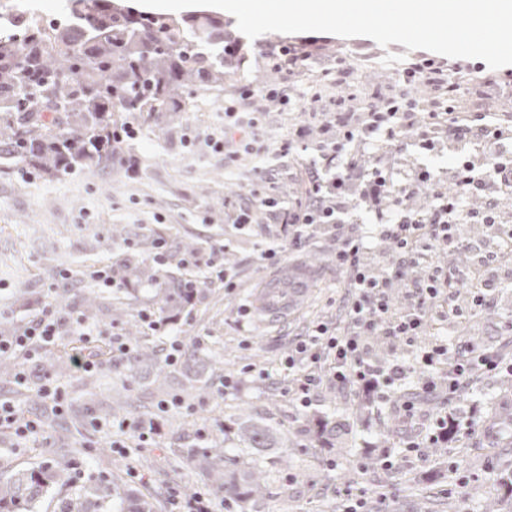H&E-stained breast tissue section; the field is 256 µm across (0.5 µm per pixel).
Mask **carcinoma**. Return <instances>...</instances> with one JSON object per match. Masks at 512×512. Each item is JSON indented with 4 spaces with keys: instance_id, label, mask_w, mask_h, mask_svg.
<instances>
[{
    "instance_id": "carcinoma-1",
    "label": "carcinoma",
    "mask_w": 512,
    "mask_h": 512,
    "mask_svg": "<svg viewBox=\"0 0 512 512\" xmlns=\"http://www.w3.org/2000/svg\"><path fill=\"white\" fill-rule=\"evenodd\" d=\"M231 35L224 18L196 12L180 19L146 15L127 0H64V18L53 24L29 14L0 12V178H9L18 167L45 181L75 172L110 173L139 171L138 160L128 144L112 139V129L139 117L148 126L161 127L166 112H185L205 97L224 96V67L241 65L239 46L228 49ZM179 264L170 265L166 279L156 289L159 309L177 316L199 300L200 291L186 288L176 277ZM298 271L288 269L284 279L270 289L283 299L294 289ZM112 275L126 281L142 270L133 258L112 265ZM75 289H56V306L66 311L75 304ZM81 314L97 320L112 299L91 288L82 289ZM108 344L96 356L103 367L100 377L75 381L79 391L96 385L112 372ZM164 348L137 345L130 377L139 383V369H152L154 381L169 376ZM198 356L185 355L183 376L192 385L206 384ZM69 344L60 343L50 363L34 371L28 381L13 390L15 399L42 406L44 424L58 432V441L69 446L87 425L103 419L102 410L90 396L59 422L52 406L44 404L40 379L53 372L67 376ZM313 436L334 447L345 424L323 413L313 415ZM507 423L494 412L484 421L491 448H511ZM248 447L265 451L275 447L276 437L265 423L245 421L238 429ZM185 460L207 476L214 496L232 499L245 507L261 488V474L250 468L228 469L224 449L182 448ZM71 481L69 461L51 458L40 465L13 471L0 480V512H33L57 488ZM504 489L505 507L512 512V470L497 474ZM157 504L118 476L110 481L83 485L61 503L60 512H156Z\"/></svg>"
}]
</instances>
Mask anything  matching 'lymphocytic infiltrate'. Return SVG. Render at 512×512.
<instances>
[{
  "instance_id": "lymphocytic-infiltrate-1",
  "label": "lymphocytic infiltrate",
  "mask_w": 512,
  "mask_h": 512,
  "mask_svg": "<svg viewBox=\"0 0 512 512\" xmlns=\"http://www.w3.org/2000/svg\"><path fill=\"white\" fill-rule=\"evenodd\" d=\"M413 110L412 103L395 98L379 111L337 113L336 125L342 128L343 134L323 147L325 171L312 173L309 178L311 200L307 205L285 209V223L340 224L335 202L355 192L367 210L375 214L382 235L395 244L398 264L420 261L433 249L454 244L456 228L463 221V198L489 178L499 179L502 186L512 190V170L491 156L479 165L470 160L462 161L456 170L453 190L434 191L427 210L408 208L402 197L393 193L394 179L389 168L377 162L366 168L357 167L350 160L349 151L352 144L365 145L375 139L394 144L401 142L409 128L408 117ZM428 119L432 128L446 130L458 142L466 141L476 133L488 147L496 148L503 138L501 129L496 126L473 128L469 116L456 111L449 97L438 101L429 110ZM257 125V117L244 115L235 104H225L221 146L253 152ZM363 249L361 241L348 239L336 254L337 266L349 274L348 287L355 290V296L348 305L352 325L350 332L340 335L331 332L326 325H317L313 334L296 345L287 364L292 367L297 360L305 358L315 362L325 355L330 360L338 384L355 383L365 390L374 391L383 383H399L408 365L396 361L385 372H378L368 356L365 337L380 331L411 341L422 335L427 325V308L445 294L448 280L439 272L428 273L415 286L417 309L402 315L395 314L388 296L393 280L388 275L374 277L367 272L361 262ZM59 325L60 320L53 310H43L17 335L0 336V357L17 353L35 356L55 344ZM448 356L447 348L435 345L423 352L420 361L425 366L437 369L433 385L446 386L452 392L474 372L512 371V361L471 349L452 358L450 371H440V364Z\"/></svg>"
}]
</instances>
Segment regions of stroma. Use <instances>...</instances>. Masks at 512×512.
Listing matches in <instances>:
<instances>
[{
  "label": "stroma",
  "mask_w": 512,
  "mask_h": 512,
  "mask_svg": "<svg viewBox=\"0 0 512 512\" xmlns=\"http://www.w3.org/2000/svg\"><path fill=\"white\" fill-rule=\"evenodd\" d=\"M288 38L311 51L309 73H264V56L253 54L244 65L225 68L222 100L203 99L173 115L172 136L143 128L131 152L141 158L145 180L122 170L104 176L85 172L51 183L28 179L22 171L0 179V328L32 320V313L11 304L20 289L33 293L40 306L52 305L61 271L81 264L104 266L113 255H132L151 267L142 241L159 228L169 255L193 253L202 259L185 269L199 284L202 298L169 323V338L198 355H217L223 361L220 370L207 372L206 390L189 397L176 372L161 389L147 383L128 389L129 361L113 358L112 381L97 388L99 400L132 403L155 396L160 428L149 441H140L133 431L121 428L122 422H134L131 411L113 416L110 426L91 427L71 458L72 485L57 490L39 512H55L57 500L72 496L77 486L109 479L114 466L121 468L128 484L151 493L160 512H178L180 502L195 495L208 498L212 512H239L232 501L212 497L202 472L180 454L184 448L216 444L228 463H247L264 475L248 512H344L350 493L362 496L364 512H426L421 496L425 489L440 500H451V512H491L492 477L512 469V451L482 448L483 421L503 397L512 398V372L482 374L478 402L459 391L440 390L431 394L430 405L415 406L409 417L398 390L384 387L374 393L372 409L358 412L357 387L337 385L327 361L304 360L287 368L297 339L317 325L340 333L350 328L343 308L346 273L334 261L345 238L360 236L368 243L361 259L371 274L394 276L388 293L396 312L416 305L413 285L420 271L393 268V242L362 222L363 207L355 196L344 198L349 221L335 229L312 224L294 236L279 218L281 209L306 202L309 173L321 161L319 147L335 139L336 114L345 103L356 110L400 96L416 101L402 149L383 142L374 148L384 162L397 166L408 160L433 171L444 188L453 185L452 159L477 161L482 151L474 144L456 153L421 148V135L429 125L420 107L435 93L404 82L401 72L413 56L405 46L384 48L367 37L321 32L289 37L266 33L260 41L267 49ZM461 65L467 74L458 94L476 124L492 121L495 112H512V85L501 81L499 71L477 59ZM228 100L241 111L259 113L256 133L262 155L242 152L229 159L209 146V139L224 132ZM463 209L471 217L458 225L456 244L436 249L428 259L448 274H466L465 284L452 290V303L461 316L439 318L444 304L438 301L428 310L424 334L414 341L383 334L366 337L376 366L410 359L435 344L447 346L453 355L469 346L489 351L512 341V194L491 179L465 199ZM488 210L495 213L496 227L476 219ZM241 212L248 214V223H236ZM295 261L310 263L315 270L310 292L287 319L265 322L254 312L253 296L267 273ZM215 264L223 266L224 278L213 274ZM154 289L150 281L140 283L132 295L122 287L104 289V296L127 299L128 305L122 315L103 324V339L127 343L135 329L143 340H155L142 320L143 313L159 311ZM481 289L487 301L477 307L473 296ZM306 374L320 379L307 408L293 396L297 380ZM228 381L233 389H225ZM316 411L335 414L345 423L347 444L323 448L310 438L307 420ZM451 412L460 413L473 446L464 466L452 444L426 436L438 417ZM250 418L274 430L278 448L261 453L245 448L238 425ZM405 419L419 427V437L397 431V423ZM113 440L123 443L126 453L110 450ZM56 445L51 430L25 443L0 441V477L45 460ZM408 477L418 481V490L408 489Z\"/></svg>",
  "instance_id": "1"
}]
</instances>
